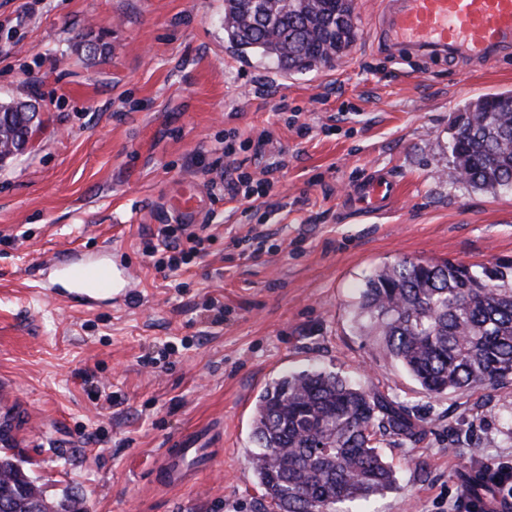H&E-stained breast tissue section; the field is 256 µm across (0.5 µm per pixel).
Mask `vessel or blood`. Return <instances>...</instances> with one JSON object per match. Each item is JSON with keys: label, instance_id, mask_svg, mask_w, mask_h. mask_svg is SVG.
Returning a JSON list of instances; mask_svg holds the SVG:
<instances>
[{"label": "vessel or blood", "instance_id": "vessel-or-blood-1", "mask_svg": "<svg viewBox=\"0 0 512 512\" xmlns=\"http://www.w3.org/2000/svg\"><path fill=\"white\" fill-rule=\"evenodd\" d=\"M386 44L396 52L462 55L493 62L512 49V0H390L382 25ZM63 284L47 283L55 296L69 290L81 305L122 300L133 286L131 273L94 256H80L63 266ZM205 449L190 438L171 442L161 458L164 486L179 487L204 459Z\"/></svg>", "mask_w": 512, "mask_h": 512}]
</instances>
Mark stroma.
<instances>
[{
  "instance_id": "35a3bbf8",
  "label": "stroma",
  "mask_w": 512,
  "mask_h": 512,
  "mask_svg": "<svg viewBox=\"0 0 512 512\" xmlns=\"http://www.w3.org/2000/svg\"><path fill=\"white\" fill-rule=\"evenodd\" d=\"M384 0H355L340 63L287 74L224 40V0H0V100L35 101L44 124L0 165V380L12 387V453L48 497L83 512H265L247 459L265 386L338 373L406 404L426 429L383 436L396 487L350 512H470L473 468L512 459V384L421 393L361 336L366 281L408 259L512 262V191L472 188L448 157L460 108L512 90V54L488 65L395 57ZM272 191L224 188V143ZM394 199L363 211L366 176ZM198 191L212 241L177 273L147 255ZM128 265L136 298L83 307L47 298L57 254ZM94 384L99 400L86 391ZM193 433L210 465L182 489L154 474L169 438Z\"/></svg>"
}]
</instances>
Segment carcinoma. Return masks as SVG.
Masks as SVG:
<instances>
[{"mask_svg": "<svg viewBox=\"0 0 512 512\" xmlns=\"http://www.w3.org/2000/svg\"><path fill=\"white\" fill-rule=\"evenodd\" d=\"M224 0V34L240 56L271 59L288 73L346 50L357 27L340 21L354 2L317 0L302 13L291 0ZM40 111L30 100L0 101V132L23 143ZM448 142L454 169L471 187L512 188V92L464 106ZM360 330L427 395L512 383V265L477 270L463 262L402 260L382 267L361 295ZM424 431L400 403L335 372L286 374L255 407L249 464L270 512H340L341 505L395 488L378 435L417 438ZM11 512H33L47 496L8 455L0 454V496Z\"/></svg>", "mask_w": 512, "mask_h": 512, "instance_id": "1", "label": "carcinoma"}]
</instances>
